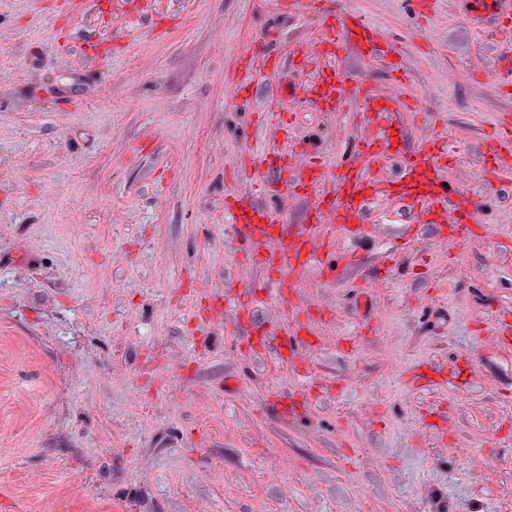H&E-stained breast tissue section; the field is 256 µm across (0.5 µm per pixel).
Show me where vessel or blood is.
<instances>
[{
	"label": "vessel or blood",
	"mask_w": 512,
	"mask_h": 512,
	"mask_svg": "<svg viewBox=\"0 0 512 512\" xmlns=\"http://www.w3.org/2000/svg\"><path fill=\"white\" fill-rule=\"evenodd\" d=\"M470 8L489 13L503 27H512V0H472ZM322 34L336 51L353 43L367 59L385 60L395 54L385 34L359 16H325ZM345 84L343 72L327 63L320 68L312 91L335 110L343 101ZM365 99L381 128L373 142L360 146L343 165L331 168L312 154L291 156V178L286 189L277 193L274 210L253 202L250 190H229L226 215L241 248L269 255L285 268L335 272L356 260L353 253L339 248V233L352 232L354 225L362 223L365 207L374 199L405 205L429 223L449 226L452 234L447 242L457 244L458 233L466 229L465 219L475 217L477 206L448 179L440 154L394 146L393 135L402 131V115L410 109L408 99L371 89L366 90ZM298 200L310 211L312 223L283 221V213Z\"/></svg>",
	"instance_id": "b4317fda"
}]
</instances>
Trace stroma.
<instances>
[{"label": "stroma", "instance_id": "obj_1", "mask_svg": "<svg viewBox=\"0 0 512 512\" xmlns=\"http://www.w3.org/2000/svg\"><path fill=\"white\" fill-rule=\"evenodd\" d=\"M72 2L0 0V512H512V337L490 339L512 309V161L490 147L512 88L482 77L512 53L493 19L466 0ZM334 9L398 44L427 95L405 145L446 138L483 221L452 250L421 225L426 257L388 270L415 219L372 202L374 238L341 242L356 266L305 273L301 302L253 265L273 303L217 320L250 298L225 195L270 142L256 114L291 109L292 151L338 165L377 131L364 91L401 93L352 46L341 107L309 93ZM298 52L296 105L274 71L228 97L249 58ZM291 312L333 387L262 351Z\"/></svg>", "mask_w": 512, "mask_h": 512}]
</instances>
